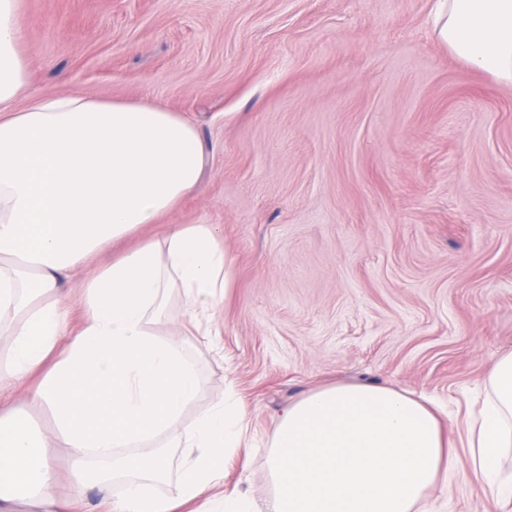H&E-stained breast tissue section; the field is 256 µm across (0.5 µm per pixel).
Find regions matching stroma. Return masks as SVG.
I'll return each instance as SVG.
<instances>
[{
    "instance_id": "1",
    "label": "stroma",
    "mask_w": 512,
    "mask_h": 512,
    "mask_svg": "<svg viewBox=\"0 0 512 512\" xmlns=\"http://www.w3.org/2000/svg\"><path fill=\"white\" fill-rule=\"evenodd\" d=\"M433 0H23L33 93L149 100L193 122L196 191L107 246L93 274L174 224H214L232 259L215 339L165 298L197 366L193 421L232 393L248 447L224 488L273 497L266 448L288 402L336 383L433 400L450 440L512 351V82L454 56ZM33 374L0 402L40 433ZM47 454L57 512H108L71 496V451ZM431 512H512L468 474L458 445Z\"/></svg>"
}]
</instances>
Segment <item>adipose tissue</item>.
<instances>
[{
  "label": "adipose tissue",
  "mask_w": 512,
  "mask_h": 512,
  "mask_svg": "<svg viewBox=\"0 0 512 512\" xmlns=\"http://www.w3.org/2000/svg\"><path fill=\"white\" fill-rule=\"evenodd\" d=\"M21 0H0V335L8 339L0 389L41 368L60 339L65 354L31 389L49 408L53 438L20 412L0 411V512L25 498L49 506L56 472L47 447L73 448L75 485L94 483L113 512H258L249 492L224 493V460L246 433L236 401L181 418L201 387L176 333L157 338L152 315L179 289L190 316L215 313L230 258L211 224L173 225L157 241L83 282V321L67 332L58 293L111 242L158 223L197 185L205 147L196 127L149 101L30 90L21 49ZM435 31L449 51L512 81V0H437ZM486 399L466 426L472 474L512 498V352L483 382ZM126 456H119V449ZM191 458L176 500L149 494L168 449ZM272 512H428L430 491L456 467L438 418L395 389L338 384L288 403L270 438ZM126 490L113 498L110 473Z\"/></svg>",
  "instance_id": "obj_1"
}]
</instances>
